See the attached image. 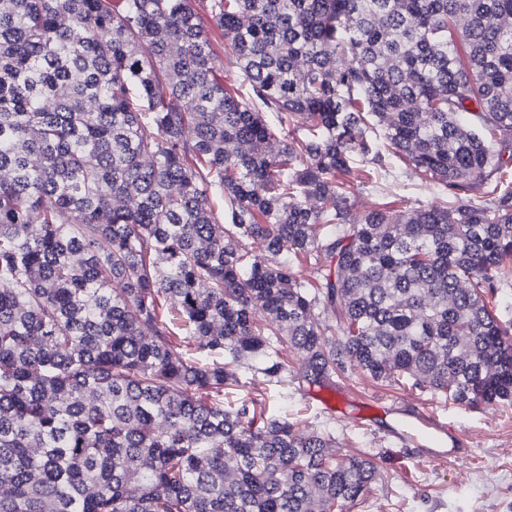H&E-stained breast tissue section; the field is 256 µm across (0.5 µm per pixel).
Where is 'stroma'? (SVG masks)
<instances>
[{"label": "stroma", "instance_id": "obj_1", "mask_svg": "<svg viewBox=\"0 0 512 512\" xmlns=\"http://www.w3.org/2000/svg\"><path fill=\"white\" fill-rule=\"evenodd\" d=\"M390 166L378 188H357L356 211L437 202L428 176L400 160ZM247 398L259 400L267 413L288 417L299 432H330L337 460L353 454L373 459L372 489L349 512H512V404L463 407L433 389L377 383L356 369L322 388L303 385L293 371L275 385L243 371L238 385L225 388L224 403ZM423 408L453 431L455 455L426 461L437 450L435 440L400 435Z\"/></svg>", "mask_w": 512, "mask_h": 512}]
</instances>
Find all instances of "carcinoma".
<instances>
[{
  "label": "carcinoma",
  "instance_id": "cac0c4a2",
  "mask_svg": "<svg viewBox=\"0 0 512 512\" xmlns=\"http://www.w3.org/2000/svg\"><path fill=\"white\" fill-rule=\"evenodd\" d=\"M201 5L244 97L193 0H0V512H344L369 457L224 407L284 344L512 402V0ZM389 157L444 200L355 212ZM197 9L199 11L204 34L209 39L211 47L218 57L217 65L220 68V73L224 76V84H233L237 69L232 64V58H228L224 53V30L211 19L209 14L201 10L198 6Z\"/></svg>",
  "mask_w": 512,
  "mask_h": 512
}]
</instances>
